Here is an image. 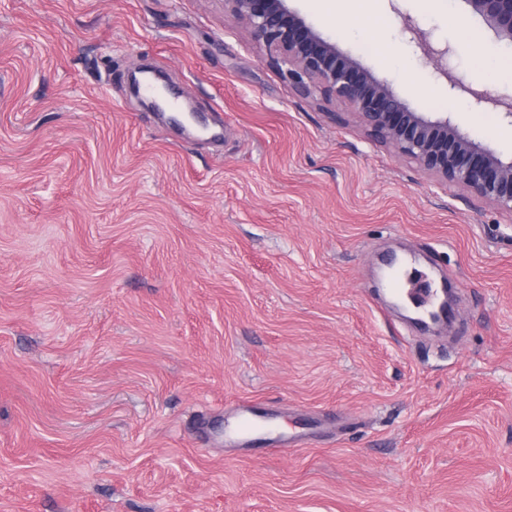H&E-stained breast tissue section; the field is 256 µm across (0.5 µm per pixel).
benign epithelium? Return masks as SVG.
<instances>
[{
  "label": "benign epithelium",
  "instance_id": "7a95c632",
  "mask_svg": "<svg viewBox=\"0 0 512 512\" xmlns=\"http://www.w3.org/2000/svg\"><path fill=\"white\" fill-rule=\"evenodd\" d=\"M465 2L498 39L512 45V0ZM224 4L243 23L251 40L266 49L272 62L288 65L290 89L306 97L319 94L346 106L372 140L394 148L438 181L465 187L512 213V159L503 160L448 116L432 120L413 110L389 83L292 12L288 0H224ZM405 29L450 89L468 94L477 106L502 105L512 118V96H493L465 84L443 64L449 47H433L427 33L411 18L406 19Z\"/></svg>",
  "mask_w": 512,
  "mask_h": 512
}]
</instances>
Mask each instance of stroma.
I'll list each match as a JSON object with an SVG mask.
<instances>
[{
  "mask_svg": "<svg viewBox=\"0 0 512 512\" xmlns=\"http://www.w3.org/2000/svg\"><path fill=\"white\" fill-rule=\"evenodd\" d=\"M288 6L512 158L404 28L510 95L465 0ZM394 254L453 328L380 295ZM244 401L305 445L226 438ZM0 512H512V213L296 95L224 0H0ZM416 308L424 315L432 313H446L448 310V295L445 289L424 288L420 294L416 296Z\"/></svg>",
  "mask_w": 512,
  "mask_h": 512,
  "instance_id": "35a3bbf8",
  "label": "stroma"
}]
</instances>
